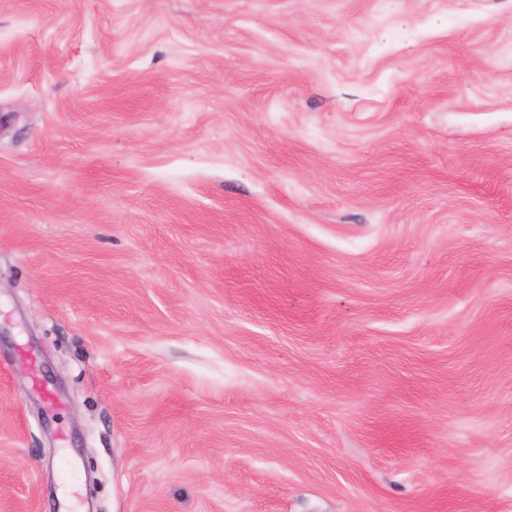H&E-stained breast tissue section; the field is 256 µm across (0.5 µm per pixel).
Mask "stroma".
<instances>
[{"mask_svg":"<svg viewBox=\"0 0 512 512\" xmlns=\"http://www.w3.org/2000/svg\"><path fill=\"white\" fill-rule=\"evenodd\" d=\"M0 512H512V0H0Z\"/></svg>","mask_w":512,"mask_h":512,"instance_id":"35a3bbf8","label":"stroma"}]
</instances>
